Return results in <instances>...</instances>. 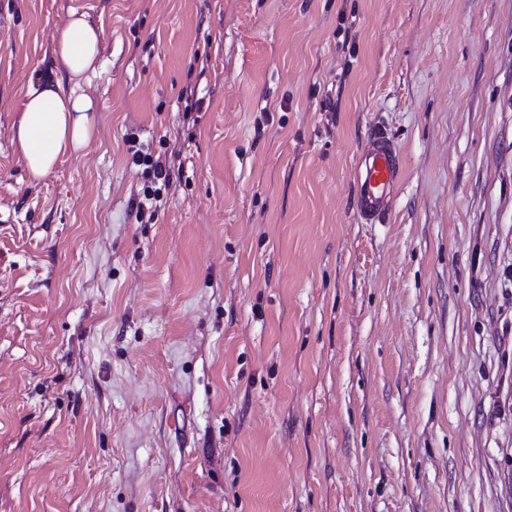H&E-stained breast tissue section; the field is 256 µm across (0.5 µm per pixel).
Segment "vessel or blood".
Here are the masks:
<instances>
[{
	"mask_svg": "<svg viewBox=\"0 0 512 512\" xmlns=\"http://www.w3.org/2000/svg\"><path fill=\"white\" fill-rule=\"evenodd\" d=\"M403 175V159L387 128L371 127L357 159L353 211L363 224L386 223Z\"/></svg>",
	"mask_w": 512,
	"mask_h": 512,
	"instance_id": "obj_1",
	"label": "vessel or blood"
}]
</instances>
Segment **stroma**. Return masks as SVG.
Listing matches in <instances>:
<instances>
[{"label":"stroma","instance_id":"35a3bbf8","mask_svg":"<svg viewBox=\"0 0 512 512\" xmlns=\"http://www.w3.org/2000/svg\"><path fill=\"white\" fill-rule=\"evenodd\" d=\"M74 9L95 139L35 181ZM511 268L512 0H0V512H512ZM403 159L387 128H370L357 159L353 211L362 224H384L403 175ZM126 142L132 143L128 148L131 152L132 163L143 167V174L147 180L142 194L132 202V210L135 211L136 219L140 220L147 214L154 219L160 210L164 191L170 185V172L163 164L160 155L156 157L149 144L138 143L137 146L136 140H127Z\"/></svg>","mask_w":512,"mask_h":512}]
</instances>
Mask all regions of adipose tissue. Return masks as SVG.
I'll return each mask as SVG.
<instances>
[{
    "instance_id": "ef3b65f1",
    "label": "adipose tissue",
    "mask_w": 512,
    "mask_h": 512,
    "mask_svg": "<svg viewBox=\"0 0 512 512\" xmlns=\"http://www.w3.org/2000/svg\"><path fill=\"white\" fill-rule=\"evenodd\" d=\"M100 48L99 28L86 14L71 11L55 41L53 80L27 85L11 144L32 179L91 144L95 103L84 86L100 66Z\"/></svg>"
}]
</instances>
